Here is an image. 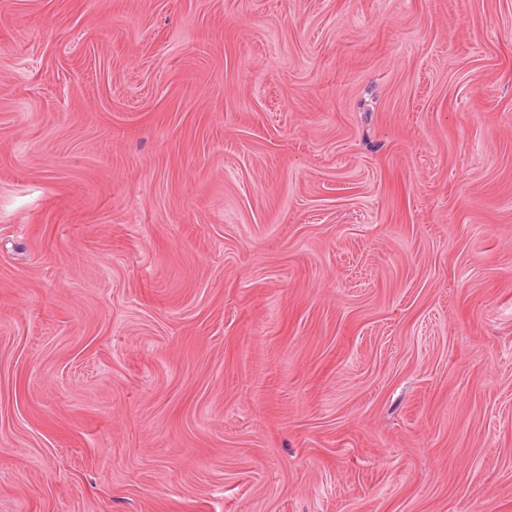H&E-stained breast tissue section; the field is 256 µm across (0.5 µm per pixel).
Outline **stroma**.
Here are the masks:
<instances>
[{
  "label": "stroma",
  "mask_w": 512,
  "mask_h": 512,
  "mask_svg": "<svg viewBox=\"0 0 512 512\" xmlns=\"http://www.w3.org/2000/svg\"><path fill=\"white\" fill-rule=\"evenodd\" d=\"M0 512H512V0H0Z\"/></svg>",
  "instance_id": "35a3bbf8"
}]
</instances>
